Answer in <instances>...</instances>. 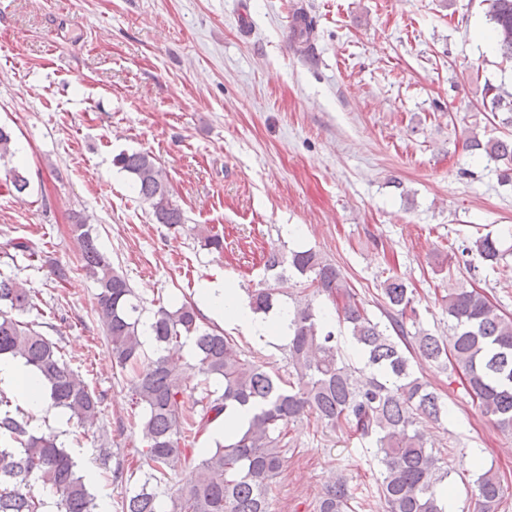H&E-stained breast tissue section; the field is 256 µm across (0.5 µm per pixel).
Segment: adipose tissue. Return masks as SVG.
I'll use <instances>...</instances> for the list:
<instances>
[{
	"label": "adipose tissue",
	"mask_w": 512,
	"mask_h": 512,
	"mask_svg": "<svg viewBox=\"0 0 512 512\" xmlns=\"http://www.w3.org/2000/svg\"><path fill=\"white\" fill-rule=\"evenodd\" d=\"M204 313L220 315L225 322L238 326L258 340L287 339L289 313L279 309L271 314L254 312L243 304L231 283L210 284L200 293ZM15 391L30 407H40L45 401L44 390L37 377L9 356H0V388Z\"/></svg>",
	"instance_id": "adipose-tissue-1"
}]
</instances>
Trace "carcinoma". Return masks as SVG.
Returning <instances> with one entry per match:
<instances>
[{"label":"carcinoma","instance_id":"cac0c4a2","mask_svg":"<svg viewBox=\"0 0 512 512\" xmlns=\"http://www.w3.org/2000/svg\"><path fill=\"white\" fill-rule=\"evenodd\" d=\"M501 57L512 65V0H484ZM293 36L303 51H313L314 21L307 13L294 16ZM487 107L512 113V93L489 87ZM466 147L497 164L501 183L512 185V137L479 138L471 132ZM114 164L127 172L139 199L155 220L178 230L184 215L171 198L163 171L146 152L120 153ZM83 241L81 268L97 284V315L112 346V361L134 369L132 404L140 409L134 425L145 443L146 479L120 503V512H165L159 496L177 488L171 512H271L277 479L285 459L283 448L291 425L305 419L316 428H344L370 440L381 465L376 477L386 512H447L440 483L442 453L428 446L417 424L440 421L448 404L416 376L408 354L437 363L460 375L472 400L496 426L512 433V315L504 314L475 288H450L442 297L448 313V335L436 336L420 327L413 290L397 276L381 288L388 323L373 320L347 289L341 270L316 251H274L267 267L288 264L305 279L304 303L291 311L288 325V379L251 359L218 327L203 326L197 306L184 301L161 306L142 320L143 305L124 274L100 251L88 225H73ZM461 254H476L496 264L512 254V245L490 234L463 245ZM277 288L250 293L256 312L269 313L277 304ZM343 297L338 309L364 362L363 373L345 361L335 331L317 303L320 296ZM37 295L22 281L0 276V356L18 358L37 374L52 406L70 412L80 427L101 413L103 397L64 359L62 347L19 316L37 308ZM157 345L144 354L142 337ZM193 342L197 373L205 387L200 397L187 391L182 365L166 355L182 341ZM218 382L222 393L208 389ZM251 412L248 428L205 454L194 444L229 408ZM33 417L11 409L0 392V512H42L37 485L57 496L58 512H96L97 503L71 453L49 428L32 426ZM481 512H499L504 498L501 476L493 469L477 478ZM316 512H354L344 479L326 485Z\"/></svg>","mask_w":512,"mask_h":512}]
</instances>
